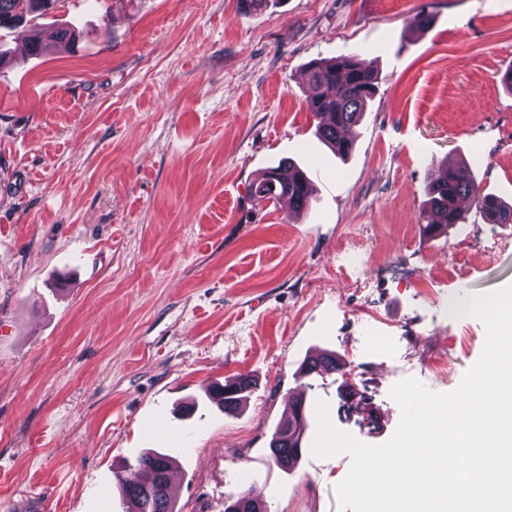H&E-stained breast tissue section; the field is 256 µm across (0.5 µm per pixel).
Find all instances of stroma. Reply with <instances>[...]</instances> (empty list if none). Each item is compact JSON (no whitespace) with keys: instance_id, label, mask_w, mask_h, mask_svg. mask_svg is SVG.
<instances>
[{"instance_id":"1","label":"stroma","mask_w":512,"mask_h":512,"mask_svg":"<svg viewBox=\"0 0 512 512\" xmlns=\"http://www.w3.org/2000/svg\"><path fill=\"white\" fill-rule=\"evenodd\" d=\"M63 25L74 44L52 41ZM0 42V512H89L102 485L100 512H124L155 429L176 512L252 485L268 512H344L348 454L286 472L269 442L302 394L385 443L396 383L449 393L479 359L484 325L456 309L512 284V224L466 201L427 235L426 190L466 161L512 203V0H56ZM351 52L380 80L342 159L305 74ZM288 159L316 185L307 211L251 194ZM325 352L343 368L300 379ZM240 373L256 384L228 415L208 391Z\"/></svg>"}]
</instances>
